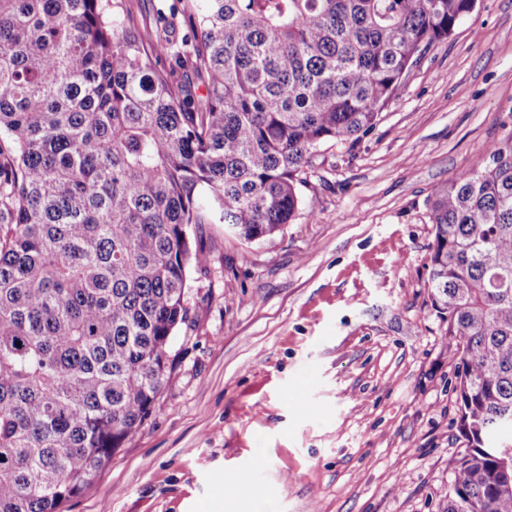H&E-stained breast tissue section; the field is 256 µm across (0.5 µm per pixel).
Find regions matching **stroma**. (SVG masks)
I'll return each mask as SVG.
<instances>
[{"label": "stroma", "mask_w": 512, "mask_h": 512, "mask_svg": "<svg viewBox=\"0 0 512 512\" xmlns=\"http://www.w3.org/2000/svg\"><path fill=\"white\" fill-rule=\"evenodd\" d=\"M511 115L512 0H478L370 133L319 149L293 223L195 228L164 387L65 512H442L465 444L430 201Z\"/></svg>", "instance_id": "stroma-1"}]
</instances>
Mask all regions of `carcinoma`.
Listing matches in <instances>:
<instances>
[{
    "label": "carcinoma",
    "mask_w": 512,
    "mask_h": 512,
    "mask_svg": "<svg viewBox=\"0 0 512 512\" xmlns=\"http://www.w3.org/2000/svg\"><path fill=\"white\" fill-rule=\"evenodd\" d=\"M476 3L182 0L179 49L122 0H0V512H63L148 419L208 261L192 226L273 238L317 149L371 131ZM431 220L465 443L443 512H512L491 445L512 425V127Z\"/></svg>",
    "instance_id": "obj_1"
}]
</instances>
